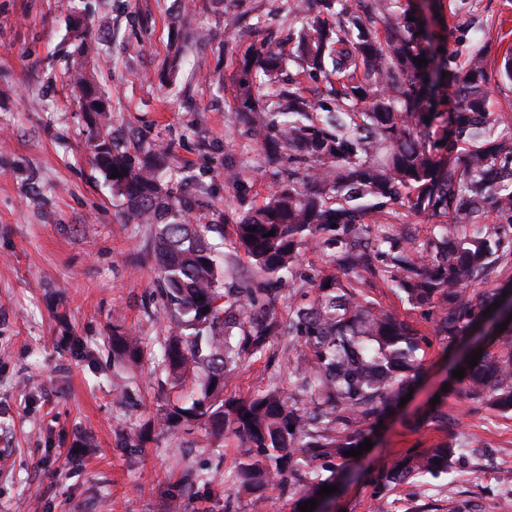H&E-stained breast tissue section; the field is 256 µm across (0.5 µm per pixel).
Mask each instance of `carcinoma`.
Segmentation results:
<instances>
[{
	"label": "carcinoma",
	"instance_id": "obj_1",
	"mask_svg": "<svg viewBox=\"0 0 512 512\" xmlns=\"http://www.w3.org/2000/svg\"><path fill=\"white\" fill-rule=\"evenodd\" d=\"M350 0H301L302 27L291 47L260 48L242 61L236 111L259 148L278 134L288 148L287 185L236 224L235 244L250 259L262 288H223L222 258L209 242L212 226L185 220L188 190L160 181L168 146L154 144L137 163L112 144V133H90L95 166L123 197V217L155 224L157 281L168 303L169 333L160 341L161 370L192 374L197 390L187 407L163 419L197 422L216 436L248 447L233 480L261 508L260 489L272 480L299 502L316 499L336 470L382 416L394 409L422 371L427 338L414 324L380 309L366 295L374 281L404 294L415 308L435 310L434 332L457 343L493 303V348L474 339L465 355L463 393L512 412V285L475 291L493 279L512 224V132L490 112L488 56L480 44L461 45L436 64L422 47L427 32L409 20L399 0H373L370 23ZM422 57L428 64H416ZM330 78V101L315 102L293 83L266 105L252 72L276 76L284 60ZM447 76H442V73ZM69 78L87 112H106L104 94L83 68ZM453 88L446 112H433L439 87ZM441 120L445 145L421 128ZM448 158L439 156V150ZM118 177H113V174ZM407 191L406 213L431 221L418 245L394 223L393 204ZM495 212L491 223L488 211ZM274 235H268V232ZM321 244L335 273L311 291L295 288L299 250ZM288 296V389L274 387L246 400L224 398V384L248 358L265 351L282 323L256 307ZM119 357L142 352L136 336L112 337ZM294 430H289V426ZM459 457L451 442L410 448L375 480L376 494L415 476L438 474ZM440 464H435V461Z\"/></svg>",
	"mask_w": 512,
	"mask_h": 512
}]
</instances>
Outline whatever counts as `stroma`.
Here are the masks:
<instances>
[{"label":"stroma","instance_id":"obj_1","mask_svg":"<svg viewBox=\"0 0 512 512\" xmlns=\"http://www.w3.org/2000/svg\"><path fill=\"white\" fill-rule=\"evenodd\" d=\"M425 22L427 51L453 50L468 24L491 67L512 36V0H399ZM295 0H0V512H252L232 476L245 447L157 420L183 405L193 378L167 379L157 341L168 331L154 255L155 228L126 222L122 201L91 161L97 113L83 111L66 67L75 58L72 16L99 47L94 74L112 104V143L139 160L168 145L166 186L190 185L194 223L213 225L211 243L229 253L228 288L255 279L233 251L236 223L285 180L235 112L245 54L275 46L299 27ZM238 14L229 28L225 13ZM294 81L319 100L325 78L287 66L278 80L253 76L261 99ZM377 306L416 324L430 346L413 394L372 435L373 446L344 466L325 512H500L512 499V417L475 409L453 378L459 347L433 322L375 283ZM140 337L137 361L116 360L114 335ZM273 339L227 382L225 395L250 398L287 378ZM129 382L126 399L114 378ZM443 395L448 427L422 421ZM462 448L458 478L428 476L377 499L374 476L409 448L443 441Z\"/></svg>","mask_w":512,"mask_h":512}]
</instances>
